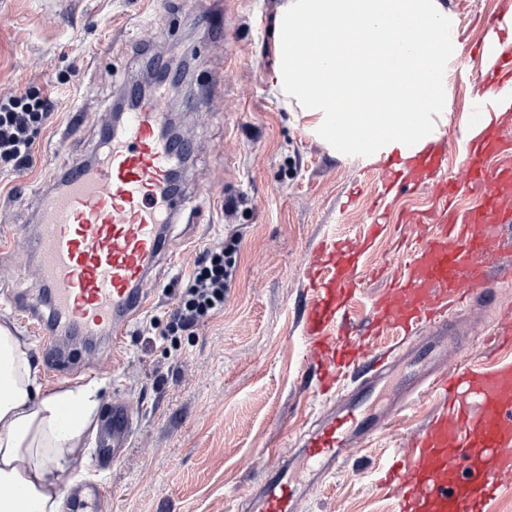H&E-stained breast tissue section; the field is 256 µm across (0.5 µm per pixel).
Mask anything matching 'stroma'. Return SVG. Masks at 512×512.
I'll return each instance as SVG.
<instances>
[{"label": "stroma", "instance_id": "stroma-1", "mask_svg": "<svg viewBox=\"0 0 512 512\" xmlns=\"http://www.w3.org/2000/svg\"><path fill=\"white\" fill-rule=\"evenodd\" d=\"M283 0H0V97L31 92L55 97L57 108L39 134L28 165H0V227L15 242L0 250V320L23 336L45 391L93 382L98 408L77 474L83 484L104 482L109 497L95 512H248V500L275 463L304 474L298 455L313 417L335 403L316 389L306 358L300 315L308 300L306 266L328 236L359 239L381 192L360 157H344L307 132L300 113L287 111L270 90L275 66L271 28ZM462 30L460 63L470 66L486 41L487 21L504 12L502 0H446ZM154 46L180 67L178 91L165 108L196 152L186 192L206 209L185 212L170 225L173 255L148 280L147 307L124 341L107 352L82 353L95 371L56 380L38 348V326L9 303L18 292L43 294L29 258L33 223L28 199L51 186L74 157L93 155L98 124L149 65ZM474 78L455 79L444 129L448 169L464 177L459 123ZM208 106H200L199 97ZM81 112L72 128V112ZM430 186L406 181L386 200L389 228L366 260L384 272L363 277L364 302L381 297L407 246L425 231L404 215L428 209ZM237 234L235 277L224 307L189 330L171 332L170 316L206 247ZM457 334L441 367L491 366L512 353L488 340L491 326H512V288L493 304L459 310ZM400 375L379 385L380 433L350 448L339 471L298 498L296 512H393L380 489L389 449H409L436 410L426 392L404 407ZM134 407L128 448L97 467L98 430L115 400Z\"/></svg>", "mask_w": 512, "mask_h": 512}]
</instances>
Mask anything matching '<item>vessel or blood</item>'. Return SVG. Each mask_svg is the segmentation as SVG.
<instances>
[{"instance_id":"b4317fda","label":"vessel or blood","mask_w":512,"mask_h":512,"mask_svg":"<svg viewBox=\"0 0 512 512\" xmlns=\"http://www.w3.org/2000/svg\"><path fill=\"white\" fill-rule=\"evenodd\" d=\"M484 82L493 101L512 105V86L500 70H512V44L490 37ZM167 114L160 98H141L115 121L99 128L101 151L92 159L79 157L60 174L55 185L30 200L36 231L29 240L35 272L50 291L44 303L25 301L29 319L44 322L41 350L49 352L53 375L82 365L78 342L118 346L131 322L146 306L145 284L171 243L168 226L181 215L187 198L173 187L177 157H190V143L174 145L166 133ZM469 155L462 162L464 180L446 178L437 185L428 210L439 216L449 195L474 194L479 207L457 209L450 224L436 225L430 235L416 238L406 261L397 267V281L375 304V316L393 336L418 326L431 331L435 346L451 342L450 312L491 298L490 276L480 260L484 244L512 212L498 200L512 186V167L488 162L502 138L495 126L477 128ZM413 147L403 166L417 179H435L444 166L445 143L439 129ZM364 245L332 239L311 263V297L304 316V341L315 358L321 389L359 378L343 403L308 430L301 450L311 461L307 483H299L287 463L273 466L253 495L250 512H294L306 486L324 483L335 472L346 448L378 434L373 396L393 369L389 353H381L368 376H361V352L369 345L362 336L337 343L348 305L363 272ZM451 396L453 412H441L416 439L407 464L388 463L385 483L393 490L396 512H486L512 473V363L492 370L473 367L450 377L430 369L408 374L407 395L419 389ZM133 410L128 403L112 407L102 453L127 447Z\"/></svg>"}]
</instances>
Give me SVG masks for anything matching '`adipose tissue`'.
<instances>
[{
    "label": "adipose tissue",
    "instance_id": "ef3b65f1",
    "mask_svg": "<svg viewBox=\"0 0 512 512\" xmlns=\"http://www.w3.org/2000/svg\"><path fill=\"white\" fill-rule=\"evenodd\" d=\"M273 36L272 93L339 154L379 163L405 149L406 129L445 120L458 30L444 0H284ZM97 391L44 392L27 345L0 324V512H62Z\"/></svg>",
    "mask_w": 512,
    "mask_h": 512
}]
</instances>
